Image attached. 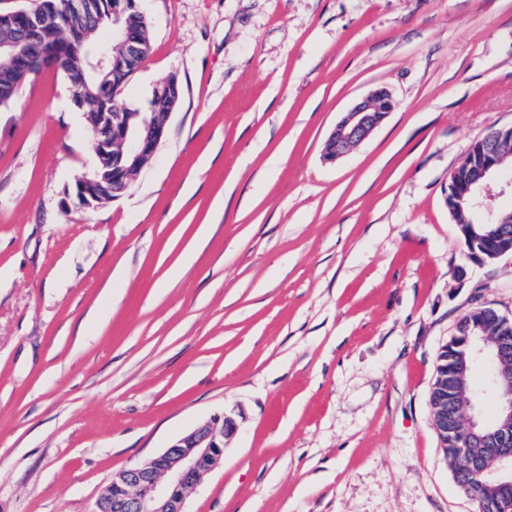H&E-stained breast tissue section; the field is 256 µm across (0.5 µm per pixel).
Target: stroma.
Wrapping results in <instances>:
<instances>
[{
	"instance_id": "1",
	"label": "stroma",
	"mask_w": 512,
	"mask_h": 512,
	"mask_svg": "<svg viewBox=\"0 0 512 512\" xmlns=\"http://www.w3.org/2000/svg\"><path fill=\"white\" fill-rule=\"evenodd\" d=\"M119 103L176 77L153 161L79 205L86 122L55 69L0 108V512H93L112 474L219 411L189 512H477L433 425L437 355L512 312L448 209L512 125V0H143ZM393 111L348 155L350 106ZM393 110V99L385 89L374 90L356 102L337 122L325 144L329 162L348 154L366 140Z\"/></svg>"
}]
</instances>
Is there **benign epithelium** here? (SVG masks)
<instances>
[{"label": "benign epithelium", "instance_id": "benign-epithelium-1", "mask_svg": "<svg viewBox=\"0 0 512 512\" xmlns=\"http://www.w3.org/2000/svg\"><path fill=\"white\" fill-rule=\"evenodd\" d=\"M31 5L8 12L12 36L0 41V58L12 63L14 71L30 70L35 56L43 68L59 66V59L76 45L83 35L82 27L66 24L67 36L51 51L39 46V33L56 18ZM144 11L139 0H114L112 24L118 25L128 10ZM126 56L138 57L142 34L128 25L119 30ZM85 55L91 67L102 70L112 64V74L119 73L117 61L91 43L85 44ZM181 98V89L174 76L156 85L150 112L136 125L137 115L126 112H99L98 126L103 137L92 143V150L104 167L103 173L83 176L75 182V196L86 207L98 206L126 192L132 182L153 160L165 139L168 123ZM393 110V99L385 89L374 90L356 102L337 122L325 144L329 162L348 154L366 140ZM493 147L483 152L472 166L473 176L466 181H452L448 186V208L466 205L476 210L480 222L459 225L462 239L471 244L469 258L476 261L495 260L512 255L506 242L502 212L494 210L487 195L490 182L509 174L506 186L512 188V151L501 144L512 140V127L488 132ZM448 369L440 376L437 407L432 409L437 433L455 438L454 476L478 470L482 485L470 491L478 512H512V398L500 394L502 386L512 384V366L506 364L512 354V315L490 310L479 319L459 320L456 334L446 344ZM482 362L486 366L485 382L499 394L498 423L486 428L473 402L463 406L461 416H448V380L465 374L468 368ZM237 431L235 419L226 412L216 413L209 420L174 440L163 452L132 467L112 473V487L123 494H102L95 512H188L187 497L202 476L217 466L224 457L226 439Z\"/></svg>", "mask_w": 512, "mask_h": 512}]
</instances>
